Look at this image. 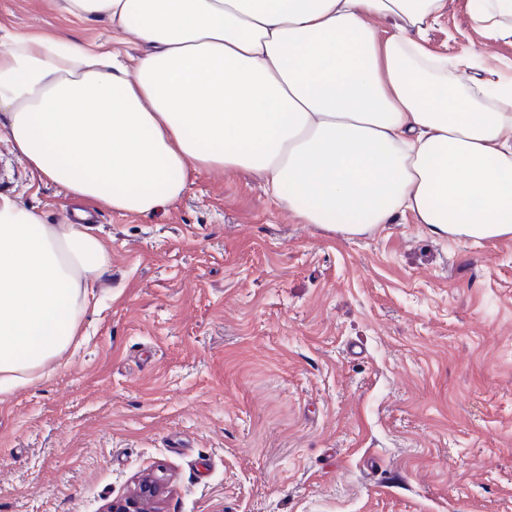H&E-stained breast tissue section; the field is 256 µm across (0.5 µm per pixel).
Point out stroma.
<instances>
[{"instance_id": "stroma-1", "label": "stroma", "mask_w": 512, "mask_h": 512, "mask_svg": "<svg viewBox=\"0 0 512 512\" xmlns=\"http://www.w3.org/2000/svg\"><path fill=\"white\" fill-rule=\"evenodd\" d=\"M61 0H0V32L111 46ZM440 54L512 61L448 0ZM0 194L77 200L0 141ZM107 297L39 378L0 394V512H103L162 472L159 512H512V237L412 215L343 238L245 171L164 211L85 206Z\"/></svg>"}]
</instances>
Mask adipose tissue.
I'll return each mask as SVG.
<instances>
[{"mask_svg": "<svg viewBox=\"0 0 512 512\" xmlns=\"http://www.w3.org/2000/svg\"><path fill=\"white\" fill-rule=\"evenodd\" d=\"M445 3L64 0L143 51L130 66L10 35L0 139L67 195L124 214L245 170L304 223L346 236L410 213L441 236L512 237V71L489 80L482 56L428 48ZM109 262L91 225L0 195V393L69 348Z\"/></svg>", "mask_w": 512, "mask_h": 512, "instance_id": "obj_1", "label": "adipose tissue"}]
</instances>
